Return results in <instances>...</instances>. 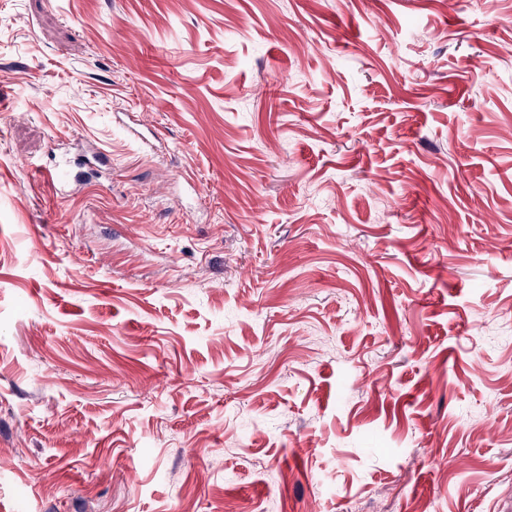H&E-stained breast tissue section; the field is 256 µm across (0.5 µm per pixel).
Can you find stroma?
Segmentation results:
<instances>
[{"label": "stroma", "instance_id": "stroma-1", "mask_svg": "<svg viewBox=\"0 0 512 512\" xmlns=\"http://www.w3.org/2000/svg\"><path fill=\"white\" fill-rule=\"evenodd\" d=\"M0 512H512V0H0Z\"/></svg>", "mask_w": 512, "mask_h": 512}]
</instances>
